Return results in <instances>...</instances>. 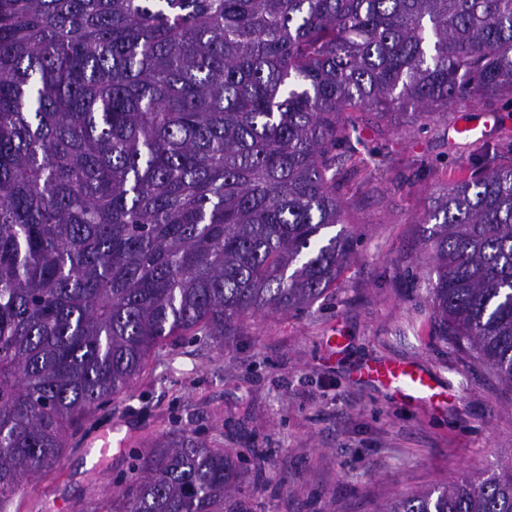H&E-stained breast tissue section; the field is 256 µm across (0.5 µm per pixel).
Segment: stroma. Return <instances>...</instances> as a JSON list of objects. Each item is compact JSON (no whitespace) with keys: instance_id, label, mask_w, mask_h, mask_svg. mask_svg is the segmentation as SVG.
I'll list each match as a JSON object with an SVG mask.
<instances>
[{"instance_id":"1","label":"stroma","mask_w":512,"mask_h":512,"mask_svg":"<svg viewBox=\"0 0 512 512\" xmlns=\"http://www.w3.org/2000/svg\"><path fill=\"white\" fill-rule=\"evenodd\" d=\"M495 123L484 141L450 122L410 136L359 114L362 141L384 157L350 200L360 236L325 300L299 315L251 318L217 347L178 344L151 359L70 440L59 466L27 481L10 512H90L110 497L139 449L176 428L264 456L251 473L253 512H375L381 503L512 461V396L495 374L434 334L412 277L423 262L417 218L435 188L468 177L512 140V103L486 99L465 118ZM408 361L437 398L358 377Z\"/></svg>"}]
</instances>
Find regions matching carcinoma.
Wrapping results in <instances>:
<instances>
[{
    "label": "carcinoma",
    "instance_id": "1",
    "mask_svg": "<svg viewBox=\"0 0 512 512\" xmlns=\"http://www.w3.org/2000/svg\"><path fill=\"white\" fill-rule=\"evenodd\" d=\"M493 97L512 0H0V512L165 346L326 298L360 244L355 114ZM419 224L435 334L511 394L512 157ZM260 460L178 428L103 508L251 512ZM377 512H512V463Z\"/></svg>",
    "mask_w": 512,
    "mask_h": 512
}]
</instances>
